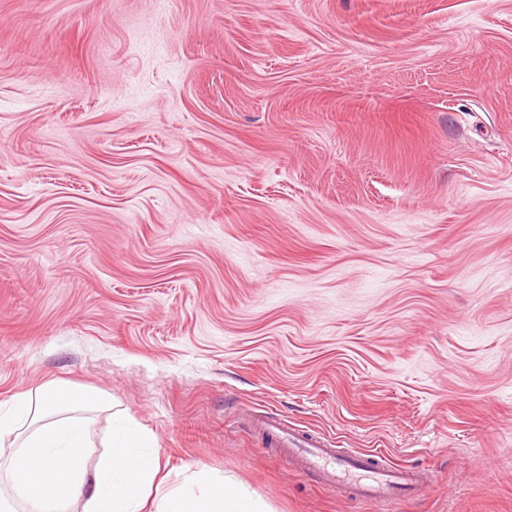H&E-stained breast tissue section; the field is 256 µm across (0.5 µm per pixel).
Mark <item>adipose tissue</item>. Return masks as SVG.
Instances as JSON below:
<instances>
[{
  "label": "adipose tissue",
  "instance_id": "obj_1",
  "mask_svg": "<svg viewBox=\"0 0 512 512\" xmlns=\"http://www.w3.org/2000/svg\"><path fill=\"white\" fill-rule=\"evenodd\" d=\"M110 426L95 429V413ZM103 448L94 469L85 458ZM153 434L105 397L49 382L0 408V469L9 487L0 512H268L247 490L207 466L166 487Z\"/></svg>",
  "mask_w": 512,
  "mask_h": 512
}]
</instances>
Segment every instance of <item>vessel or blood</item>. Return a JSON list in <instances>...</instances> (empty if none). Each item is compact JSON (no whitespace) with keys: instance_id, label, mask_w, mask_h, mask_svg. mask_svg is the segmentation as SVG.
Segmentation results:
<instances>
[{"instance_id":"vessel-or-blood-1","label":"vessel or blood","mask_w":512,"mask_h":512,"mask_svg":"<svg viewBox=\"0 0 512 512\" xmlns=\"http://www.w3.org/2000/svg\"><path fill=\"white\" fill-rule=\"evenodd\" d=\"M258 426L274 438L290 471L314 475L322 488L348 492L353 498L394 502L413 496L425 484L422 470L387 461L378 448L342 454L333 440L300 430L283 418L259 416Z\"/></svg>"}]
</instances>
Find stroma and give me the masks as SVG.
<instances>
[{
  "mask_svg": "<svg viewBox=\"0 0 512 512\" xmlns=\"http://www.w3.org/2000/svg\"><path fill=\"white\" fill-rule=\"evenodd\" d=\"M57 380L269 512L273 412L512 512V0H0V403Z\"/></svg>",
  "mask_w": 512,
  "mask_h": 512,
  "instance_id": "obj_1",
  "label": "stroma"
}]
</instances>
